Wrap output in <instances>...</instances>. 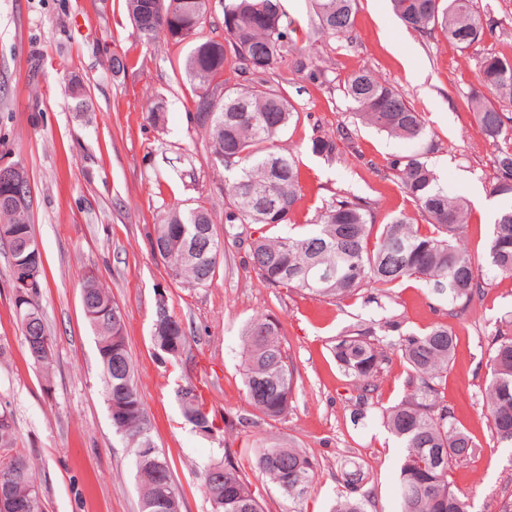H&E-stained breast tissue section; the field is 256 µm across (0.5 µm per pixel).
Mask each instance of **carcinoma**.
Returning <instances> with one entry per match:
<instances>
[{"instance_id":"1","label":"carcinoma","mask_w":512,"mask_h":512,"mask_svg":"<svg viewBox=\"0 0 512 512\" xmlns=\"http://www.w3.org/2000/svg\"><path fill=\"white\" fill-rule=\"evenodd\" d=\"M207 0H127L133 28L140 39L152 41L161 32L177 42L191 39L182 70L195 91L190 122L204 131L207 155L236 171L229 187L224 223H288L301 201V172L294 156L278 146L300 112L270 75L286 58L292 38L283 22L281 0H224V37L199 35ZM399 18L414 31L439 33L461 51L494 35L495 24L483 18L477 0H391ZM357 0H311L317 29L332 38L350 37L356 23ZM480 89L462 96L461 106L473 114L485 140L496 147L494 181L489 195L512 200V42L486 53L477 74ZM222 89L220 99L213 91ZM362 123L410 142L421 143L427 132L421 112L390 84L362 69L352 73L342 89ZM338 139L314 137L312 153L340 154ZM389 170L411 199L414 210L378 224L371 203L341 196L323 205L316 224L305 234L260 236L246 248L248 265L272 288L303 292L338 302L362 299L384 307L392 290L415 279L429 286L431 296L455 314L476 313L484 298V270L512 276V203L499 211L485 252L475 256L456 241L469 224L465 205L448 197L436 172L419 154L389 163ZM26 172L0 175V233L14 234V250L43 286L42 252L31 217L20 222L8 193ZM151 245L164 262L170 281L185 288H205L216 276L220 245L212 211L205 202L173 206L160 214ZM84 317L98 339V354L112 427L133 448L142 489L141 512H181L182 493L165 456L155 461L142 455L153 448L151 424L135 382L125 340L120 306L92 271L82 278ZM29 360L44 377L54 358V340L44 324L37 296L20 309L13 305ZM394 318L374 321L336 338V365L361 391L359 404L375 408L377 378L387 360L381 337L399 330ZM152 344L158 358L175 360L188 336L182 322L163 308L154 316ZM284 329L274 316L247 324L242 376L245 395L263 417L277 420L292 407L294 364L283 343ZM459 338L448 325L402 335L394 343L409 369L412 393L400 402L378 407L384 426L403 448L399 468L401 512H472L465 495L452 488L448 468L479 454L481 444L455 422L439 396ZM485 409L496 443L512 447V314L499 320L486 359ZM183 417L203 432L219 429L202 393L190 386L181 391ZM255 467L288 498L306 497L313 488L316 462L300 448L269 441L253 453ZM13 490L27 497L29 512H44L41 487L29 456L15 448L14 419L0 403V474ZM344 491L333 512H368V475L358 467L344 473ZM211 512H263L261 503L232 460L208 469L204 480Z\"/></svg>"}]
</instances>
